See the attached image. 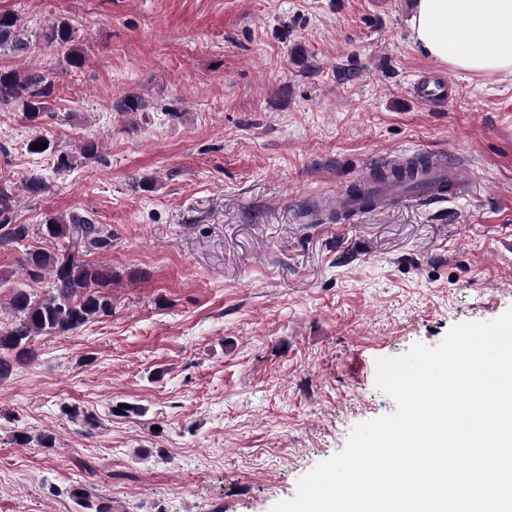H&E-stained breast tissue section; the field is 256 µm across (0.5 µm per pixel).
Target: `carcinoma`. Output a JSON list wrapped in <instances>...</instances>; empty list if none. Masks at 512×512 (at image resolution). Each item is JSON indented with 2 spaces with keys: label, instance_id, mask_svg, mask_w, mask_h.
<instances>
[{
  "label": "carcinoma",
  "instance_id": "carcinoma-1",
  "mask_svg": "<svg viewBox=\"0 0 512 512\" xmlns=\"http://www.w3.org/2000/svg\"><path fill=\"white\" fill-rule=\"evenodd\" d=\"M40 40L61 52L65 65L82 68L87 52L68 20L56 19L42 30ZM29 49L20 19L12 13H0V54L17 55ZM56 96L55 80L37 71H22L0 65V104L20 106L30 120L47 112ZM39 148H33V145ZM26 149L31 154L53 155L56 171L73 168L76 157L95 160L100 157L99 143L86 138L78 145V155L58 152L44 134L30 139ZM38 237L52 249L37 248L26 252L22 263L26 274L34 279L49 278L48 293L35 297L16 288L9 298L14 321L0 328V377L12 370V360L32 354L30 343L36 336H65L100 316L112 312V286L109 266L88 259L94 251L112 246V232L88 215L48 214L40 224H14L6 199L0 200V241L19 243Z\"/></svg>",
  "mask_w": 512,
  "mask_h": 512
}]
</instances>
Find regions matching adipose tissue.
Segmentation results:
<instances>
[{
	"mask_svg": "<svg viewBox=\"0 0 512 512\" xmlns=\"http://www.w3.org/2000/svg\"><path fill=\"white\" fill-rule=\"evenodd\" d=\"M414 44L451 68L512 72V0H417Z\"/></svg>",
	"mask_w": 512,
	"mask_h": 512,
	"instance_id": "obj_1",
	"label": "adipose tissue"
}]
</instances>
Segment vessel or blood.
Masks as SVG:
<instances>
[{
  "label": "vessel or blood",
  "mask_w": 512,
  "mask_h": 512,
  "mask_svg": "<svg viewBox=\"0 0 512 512\" xmlns=\"http://www.w3.org/2000/svg\"><path fill=\"white\" fill-rule=\"evenodd\" d=\"M457 93L452 80L431 70L409 89L411 99L425 106L448 104ZM412 159V153L403 152L369 166L352 189L327 198L318 207V214L355 216L381 206L406 202L424 205L468 195L470 179L460 167L449 164L445 155H426L419 165L413 164Z\"/></svg>",
  "instance_id": "obj_1"
}]
</instances>
